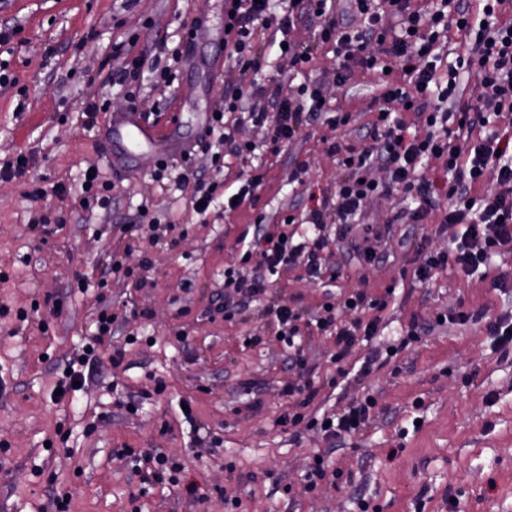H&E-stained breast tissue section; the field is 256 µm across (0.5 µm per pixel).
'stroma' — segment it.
Wrapping results in <instances>:
<instances>
[{
  "mask_svg": "<svg viewBox=\"0 0 512 512\" xmlns=\"http://www.w3.org/2000/svg\"><path fill=\"white\" fill-rule=\"evenodd\" d=\"M203 17L210 33L180 44L183 26ZM223 25L224 0H0V28L11 31L0 66L17 79L0 90V512H58L62 498L67 512H227L229 496L241 498L240 512H363L362 500L364 512H512V343H494L483 323L449 321L461 311L485 321L512 315V251L473 275L448 267L420 283L417 248L451 250L460 228L438 210L393 223L397 211L418 206L396 192L369 199L337 239L345 171L326 142H360L382 105L378 75L354 64L336 85L334 46L314 44L303 30L295 38L313 60L290 71L280 33L261 27L253 41L262 72L235 66L214 34ZM164 41L182 48L169 87L154 81ZM136 56L140 111L176 126L179 148L163 172L153 152L134 145L123 165L107 161L112 115L128 103L105 78ZM263 77L291 97L321 82L327 109L343 105L353 120L334 128L319 117L275 155L245 114L202 128L225 87L248 90ZM101 99L108 108L95 119L80 111ZM225 130L258 142L266 171L253 200L233 210L225 200L251 170L229 156L213 165ZM187 152L203 181L218 184L202 216L180 179ZM20 155L27 172L10 176L5 166ZM90 169L112 186L109 208L84 202ZM259 226L297 243L324 234L322 257L335 279L323 286L296 264L224 315V274L242 270V238ZM370 227L390 230L380 263L356 250ZM116 253L135 278L113 272ZM360 292L375 307L338 320L372 321L377 332L340 364L334 329L315 318L324 304ZM281 307L297 318L305 370L275 338ZM104 311L114 322L94 375L57 395ZM374 349L378 361L358 376ZM306 376L320 388L305 410L311 417L374 396L364 430L329 441L303 424L281 426L294 403L285 391ZM143 448L175 462L177 482L143 481ZM320 455L342 476L311 491L304 474ZM189 482L196 497L183 491Z\"/></svg>",
  "mask_w": 512,
  "mask_h": 512,
  "instance_id": "35a3bbf8",
  "label": "stroma"
}]
</instances>
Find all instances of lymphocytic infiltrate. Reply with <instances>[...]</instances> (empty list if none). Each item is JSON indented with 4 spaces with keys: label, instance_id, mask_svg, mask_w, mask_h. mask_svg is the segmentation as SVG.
<instances>
[{
    "label": "lymphocytic infiltrate",
    "instance_id": "1",
    "mask_svg": "<svg viewBox=\"0 0 512 512\" xmlns=\"http://www.w3.org/2000/svg\"><path fill=\"white\" fill-rule=\"evenodd\" d=\"M345 16L361 17L362 29H351L337 22L334 0H286L282 11H272L270 0H227L224 11V44L228 57L235 64L253 69L261 67V52L253 44L256 27L275 28L282 35V56L289 68L302 70L311 62L309 50L299 48L293 32L300 25L313 28L317 40L336 48L334 79L344 84L350 64L378 73L384 83L385 103L397 104L400 116L377 115L366 131L367 140L360 147L330 142L327 150L340 156L347 175L336 192V214L339 223H349L364 202L373 195L393 190L418 198L412 215L396 212V220L411 217L418 222L430 210L439 208L448 224L463 225L464 231L449 252L422 254L414 274L423 283L429 282L436 269L455 265L463 272L487 265L493 255L512 248V23L500 22V9L505 0H481V12H474L470 0H456L452 12L415 7L412 0H345ZM465 33L473 40V55L449 67L445 84L434 85V67L429 57L440 39L452 31ZM387 45L393 56L392 65L371 55V42ZM473 71L486 92V108L461 104L459 78L461 70ZM317 85H306L301 96H282L280 88L259 86L250 91L240 89L224 93L223 106L212 113L214 122H222L225 113H246L254 125L265 127V139L271 153H278L303 128L321 116L325 106L320 101ZM459 116L457 130L448 127L449 112ZM414 113L424 131L409 135L403 113ZM504 119L500 132L487 143L461 152L456 140L475 128L485 126L489 116ZM442 161L452 175L448 186H439L420 173L424 161ZM381 165L387 181L369 178L374 165ZM266 247L260 260H253L252 250H245V271L230 272L224 277V302L232 304L235 297H253L262 292L268 276L303 260L310 279L322 276L319 256L325 238L313 244L293 243L291 237L266 236ZM335 305L323 307L319 326H335L336 359L344 361L360 339L373 336L375 323L354 321L336 326ZM300 400L294 411L282 418L283 425L301 423L321 427L326 439L352 434L365 425L376 406L372 396L347 407L343 414L328 418L326 423L306 418L304 410L319 393L311 379L294 387Z\"/></svg>",
    "mask_w": 512,
    "mask_h": 512
}]
</instances>
